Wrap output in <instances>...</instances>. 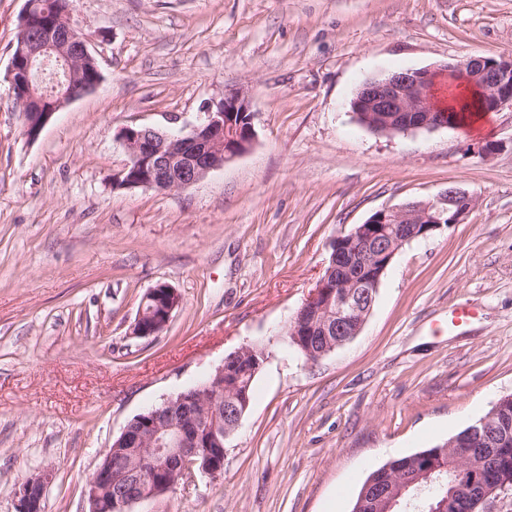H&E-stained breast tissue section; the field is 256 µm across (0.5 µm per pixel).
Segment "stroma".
<instances>
[{
	"instance_id": "35a3bbf8",
	"label": "stroma",
	"mask_w": 512,
	"mask_h": 512,
	"mask_svg": "<svg viewBox=\"0 0 512 512\" xmlns=\"http://www.w3.org/2000/svg\"><path fill=\"white\" fill-rule=\"evenodd\" d=\"M24 5L0 0V512L44 473V512H88L126 424L257 341L223 475L131 512H350L370 471L512 393V109L394 136L351 110L364 80L512 52V0H78L101 80L33 141L8 76ZM230 88L248 152L185 188H113L122 128L189 133ZM451 185L475 207L403 246L355 339L315 362L287 345L335 238ZM159 283L181 304L135 337Z\"/></svg>"
}]
</instances>
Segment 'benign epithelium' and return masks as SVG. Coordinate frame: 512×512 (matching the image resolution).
<instances>
[{"instance_id": "7a95c632", "label": "benign epithelium", "mask_w": 512, "mask_h": 512, "mask_svg": "<svg viewBox=\"0 0 512 512\" xmlns=\"http://www.w3.org/2000/svg\"><path fill=\"white\" fill-rule=\"evenodd\" d=\"M36 2L26 0L15 40L9 75L25 74L31 96L47 104L43 120L25 121L24 134L36 139L54 114L66 103L93 92L101 74L97 61L71 16L59 14L31 35ZM63 71L67 90L47 89L37 78L47 67ZM512 54L498 57H467L437 70H402L384 78L363 82L354 101L357 117L373 132L396 135L408 131H432L450 125L449 109L436 97L439 78L448 79V92L475 87L483 96L487 112L512 107ZM250 104L239 89H229L207 107V119L187 135H173L145 126L123 128L118 138L128 153L121 173L129 172L125 188L166 191L191 186L210 171L224 166V160L247 152L254 140L252 118L235 123L237 112H249ZM475 205V197L456 187L429 201H414L398 208L380 210L346 235L333 240L331 265L312 295L291 321L290 334L300 327L320 321L325 347L309 349L308 360L318 361L344 346L360 333L372 311L366 289L379 288L382 277L399 250L414 240L427 238L444 226L461 223ZM152 302L149 310H139L132 335L148 338L160 334L180 306V295L170 286L159 284L145 295ZM336 304V314L318 319L323 309ZM221 387L208 380L179 399L181 409L174 414L172 399L140 415L126 425L116 443L104 455L106 463L88 478L85 495L89 512H130L132 505L165 494L180 484L189 459L205 458L202 471L213 478L224 474V459L214 456L209 442L202 439L192 413L198 399H215ZM491 417L480 421L483 433L478 441L486 448H505L506 440L490 432ZM448 447L458 449L456 479L448 500L430 512H453L457 498L467 495L472 509L484 508L491 499L509 492L512 481L490 477L471 479L467 465L471 451L463 450L456 439ZM431 470L404 477L381 472L379 507L381 512H400L404 494L430 480ZM49 477L36 475L18 489L19 512H34L32 491L44 497Z\"/></svg>"}]
</instances>
